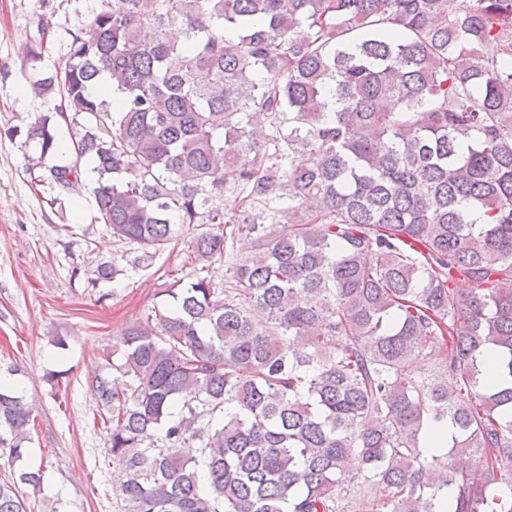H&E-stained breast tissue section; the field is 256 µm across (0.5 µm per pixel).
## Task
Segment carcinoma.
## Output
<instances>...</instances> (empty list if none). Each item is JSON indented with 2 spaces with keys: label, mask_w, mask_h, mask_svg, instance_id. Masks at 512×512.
Returning <instances> with one entry per match:
<instances>
[{
  "label": "carcinoma",
  "mask_w": 512,
  "mask_h": 512,
  "mask_svg": "<svg viewBox=\"0 0 512 512\" xmlns=\"http://www.w3.org/2000/svg\"><path fill=\"white\" fill-rule=\"evenodd\" d=\"M55 86L113 238L253 242L93 380L115 512H512V0H101ZM32 419L0 385L15 461Z\"/></svg>",
  "instance_id": "cac0c4a2"
}]
</instances>
